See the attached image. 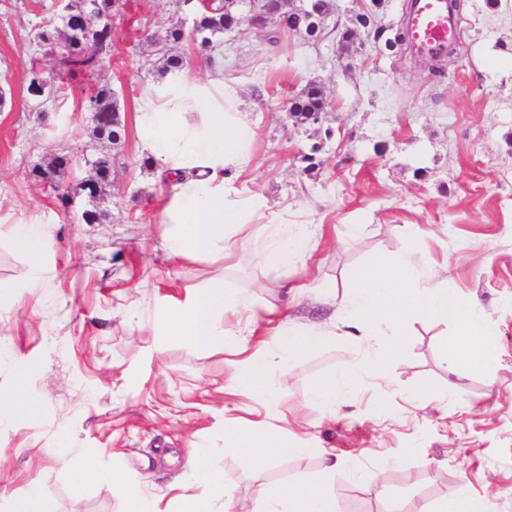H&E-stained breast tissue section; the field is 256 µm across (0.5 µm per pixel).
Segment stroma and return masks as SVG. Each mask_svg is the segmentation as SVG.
<instances>
[{"mask_svg":"<svg viewBox=\"0 0 512 512\" xmlns=\"http://www.w3.org/2000/svg\"><path fill=\"white\" fill-rule=\"evenodd\" d=\"M461 4L455 49L437 73L407 44L339 50L335 24L366 8L392 38L408 0H332L317 45L291 33L272 51L265 31L233 33L224 78L240 86L255 130L254 161L237 183L314 231L312 259L284 272L253 262L258 222L228 237L225 268L172 258L160 237L172 185L141 151L135 109L161 74L155 38L195 18L181 0H118L110 62L98 75L52 76L42 105L27 91L47 52L33 36L59 25L60 6L0 0V217L24 208L54 222L44 284L31 290L26 257L0 220V286L13 300L0 308V391L28 368L26 394L40 406L35 418L0 425V512L34 490L57 512H124L119 485L129 481L167 499L201 446L231 512H253L258 484L317 478L331 455L341 463L331 482L339 512H422L463 483L480 512H512V0ZM102 79L125 129L117 146L93 137L83 105ZM312 81L326 98L317 128L288 113ZM103 153L112 183L92 198L79 185ZM55 156L67 160L62 176L39 178ZM86 211L100 220L86 223ZM420 240L424 286L448 280L492 322L488 374L450 369L439 350L446 325L415 316L389 378L363 379L335 414L320 411L310 388L376 345L348 335L347 288L369 263ZM223 272L275 318L329 335L276 373L277 405L233 388L240 356L224 340L198 350L151 330ZM308 282L311 292L291 297ZM228 425L284 426L313 451L260 465L225 451ZM62 445L66 454L54 455ZM88 460L112 478L75 489Z\"/></svg>","mask_w":512,"mask_h":512,"instance_id":"35a3bbf8","label":"stroma"}]
</instances>
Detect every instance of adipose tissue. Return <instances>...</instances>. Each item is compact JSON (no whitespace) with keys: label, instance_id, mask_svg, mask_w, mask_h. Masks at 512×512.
Returning <instances> with one entry per match:
<instances>
[{"label":"adipose tissue","instance_id":"1","mask_svg":"<svg viewBox=\"0 0 512 512\" xmlns=\"http://www.w3.org/2000/svg\"><path fill=\"white\" fill-rule=\"evenodd\" d=\"M136 126L149 157L163 175L175 179L174 192L160 215L162 237L172 257L225 258L224 242L240 224L264 222L267 234L254 255L258 264L287 269L310 252L304 228L288 229L279 215L258 195L237 187L232 177L253 161L254 136L247 112L240 108V89L224 80V58L211 57L204 74L187 66L169 69L146 85L138 98ZM13 243L27 258L32 285L43 280L53 220L24 211L13 213ZM269 325L272 345L250 349L237 373L239 389L268 403L278 400L271 368L282 365L318 342L315 330L294 323H270L243 289L215 278L197 289L176 314L155 321L158 335L209 348L217 337L248 347L255 329ZM224 449L243 451L257 464L284 456L310 453L306 440L291 441L279 430L258 428L224 430ZM338 462H327L312 481L258 485L257 512H337L330 491ZM189 489L175 494L177 512H229L231 501L221 478L214 474L204 452H196Z\"/></svg>","mask_w":512,"mask_h":512}]
</instances>
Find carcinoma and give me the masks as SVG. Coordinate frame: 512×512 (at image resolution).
Segmentation results:
<instances>
[{"label": "carcinoma", "mask_w": 512, "mask_h": 512, "mask_svg": "<svg viewBox=\"0 0 512 512\" xmlns=\"http://www.w3.org/2000/svg\"><path fill=\"white\" fill-rule=\"evenodd\" d=\"M118 0H71L69 18L63 20L65 33L62 50L49 65L51 71L78 73H95L100 70L103 60L112 52L113 29L111 14ZM327 8V0H300L296 6L290 0H281L279 17L281 25L272 29L267 38L270 47L275 48L281 42L283 33L297 27L303 29L312 40H317L322 28L308 27L304 14L311 11L313 5ZM204 12L197 15L193 26L197 28L201 42L214 40L236 25L235 14L224 5V0H214L203 4ZM86 111L94 115L93 132L105 137L117 145L122 139V127L114 114L118 112L117 102L109 83L96 86L87 97ZM324 110V100L320 89L307 85L296 97L290 112L297 121L303 123L310 112ZM93 177L95 198L103 192V185L112 173L111 157L102 155L96 161Z\"/></svg>", "instance_id": "1"}]
</instances>
